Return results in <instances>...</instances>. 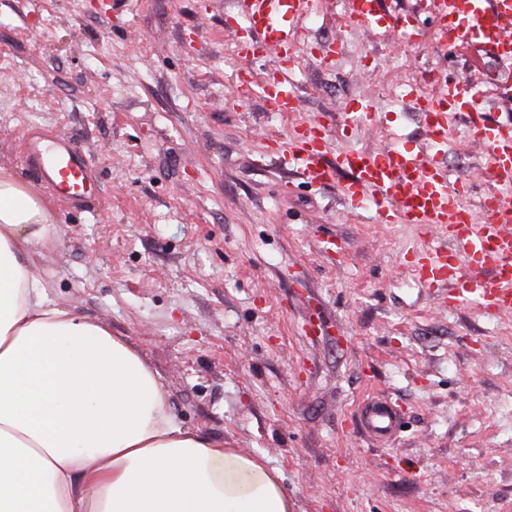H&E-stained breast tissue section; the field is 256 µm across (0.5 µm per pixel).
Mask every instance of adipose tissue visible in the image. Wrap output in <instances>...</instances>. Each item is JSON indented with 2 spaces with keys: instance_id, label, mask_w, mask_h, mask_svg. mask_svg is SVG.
<instances>
[{
  "instance_id": "1",
  "label": "adipose tissue",
  "mask_w": 512,
  "mask_h": 512,
  "mask_svg": "<svg viewBox=\"0 0 512 512\" xmlns=\"http://www.w3.org/2000/svg\"><path fill=\"white\" fill-rule=\"evenodd\" d=\"M47 200L0 166V512H293L280 472L189 429L127 337L29 267Z\"/></svg>"
}]
</instances>
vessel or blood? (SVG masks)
<instances>
[{
  "label": "vessel or blood",
  "mask_w": 512,
  "mask_h": 512,
  "mask_svg": "<svg viewBox=\"0 0 512 512\" xmlns=\"http://www.w3.org/2000/svg\"><path fill=\"white\" fill-rule=\"evenodd\" d=\"M308 4L309 0H249L241 16L257 36L242 43L241 54L253 59L272 45L284 50L289 62H296L301 34L295 16ZM347 4L351 18L367 26L394 28L407 39L416 33L408 18L385 12L382 0H347ZM436 23L449 48L483 41L496 49L500 69L512 70V0H441ZM260 93L275 111L297 109L288 75L261 87ZM407 98L425 117L431 156L420 157L396 144L376 152L342 151L331 163L327 132L310 122L293 128L288 163L319 187L335 183L337 170H345L350 178L342 193L351 204H370L384 224H415L445 234L446 243L414 251L416 276L431 288L449 286L450 303L476 302L512 313V117L473 125L490 155L491 189L483 203L485 218L478 223L464 203V178H450L434 158L448 141L449 115L476 111L475 87L450 82L435 100L412 88ZM25 157L55 194L81 205L92 200L88 161L68 135L56 134L44 144L29 140ZM359 421L367 435L388 440L397 432L401 417L395 403L371 402L361 407Z\"/></svg>",
  "instance_id": "1"
}]
</instances>
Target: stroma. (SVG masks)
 <instances>
[{
  "mask_svg": "<svg viewBox=\"0 0 512 512\" xmlns=\"http://www.w3.org/2000/svg\"><path fill=\"white\" fill-rule=\"evenodd\" d=\"M316 2L287 114L257 92L280 54H237L250 32L225 24L236 0H0V163L55 217L32 273L130 339L181 423L278 469L295 512H512V315L441 306L409 265L436 236L352 208L347 172L321 188L275 148L318 121L334 151L414 149L428 132L408 83L434 96L454 71L497 117L512 75L478 44L447 56L432 0H383L414 18V41ZM354 99L372 119L347 122ZM465 123L450 120L438 158L470 174L476 210L489 155ZM56 130L89 161L93 207L57 197L22 156ZM330 237L342 251L322 249ZM371 397L404 416L389 444L359 427Z\"/></svg>",
  "mask_w": 512,
  "mask_h": 512,
  "instance_id": "stroma-1",
  "label": "stroma"
}]
</instances>
